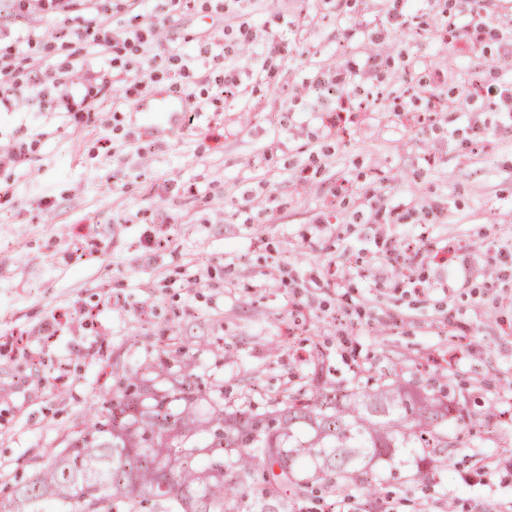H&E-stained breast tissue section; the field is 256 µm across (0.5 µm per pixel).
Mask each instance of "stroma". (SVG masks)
I'll return each instance as SVG.
<instances>
[{
	"label": "stroma",
	"instance_id": "stroma-1",
	"mask_svg": "<svg viewBox=\"0 0 512 512\" xmlns=\"http://www.w3.org/2000/svg\"><path fill=\"white\" fill-rule=\"evenodd\" d=\"M391 0H140L161 41L148 92L173 64L193 122L166 123L137 99L96 91L111 68L99 33L26 18L14 44L49 93L95 92L90 116L21 104L0 112V503L69 446L90 409L117 398L113 374L190 377L206 399L263 408L288 389L357 378L442 383L458 409L446 466H397L389 496L342 492L335 512H512V269L412 293L377 245L470 258L512 241V139L495 129L512 46L466 51L432 31L453 0H423L392 26ZM265 43L272 58L252 56ZM249 101L225 98L224 62ZM356 61L367 109L327 132L345 87L317 73ZM267 69L268 77L251 74ZM456 105L416 117L430 73ZM337 287H328L329 278ZM474 455L498 459L475 474Z\"/></svg>",
	"mask_w": 512,
	"mask_h": 512
}]
</instances>
